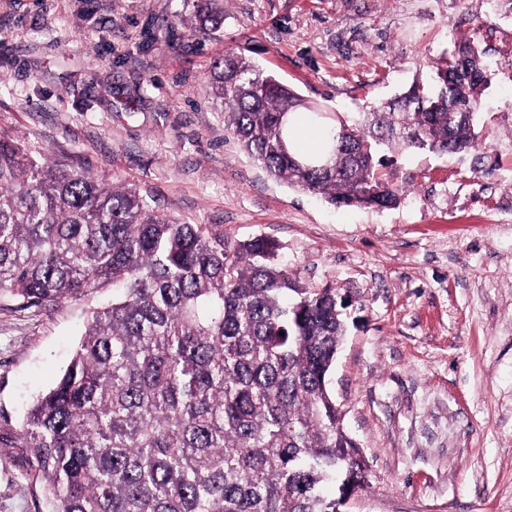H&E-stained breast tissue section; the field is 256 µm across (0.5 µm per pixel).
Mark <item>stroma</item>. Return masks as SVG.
Here are the masks:
<instances>
[{
  "mask_svg": "<svg viewBox=\"0 0 512 512\" xmlns=\"http://www.w3.org/2000/svg\"><path fill=\"white\" fill-rule=\"evenodd\" d=\"M0 0V136L136 189L183 224L265 235L306 288L349 295L329 388L367 463L349 512H512V0ZM473 39L494 72L478 146L394 154L398 206L337 208L226 131L210 74L242 53L329 112L405 93ZM95 298L0 308V419L66 367ZM0 448V512H44Z\"/></svg>",
  "mask_w": 512,
  "mask_h": 512,
  "instance_id": "stroma-1",
  "label": "stroma"
}]
</instances>
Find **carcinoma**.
<instances>
[{"mask_svg":"<svg viewBox=\"0 0 512 512\" xmlns=\"http://www.w3.org/2000/svg\"><path fill=\"white\" fill-rule=\"evenodd\" d=\"M350 124L233 52L211 71L224 125L266 172L336 207L390 208L383 148L476 150L484 52ZM323 130L295 147L300 121ZM112 287L70 362L21 421L0 424L48 512H336L367 465L327 382L346 333L333 288L301 287L280 244L181 224L134 189L0 138V305L58 306ZM339 481L338 495L325 492Z\"/></svg>","mask_w":512,"mask_h":512,"instance_id":"1","label":"carcinoma"}]
</instances>
